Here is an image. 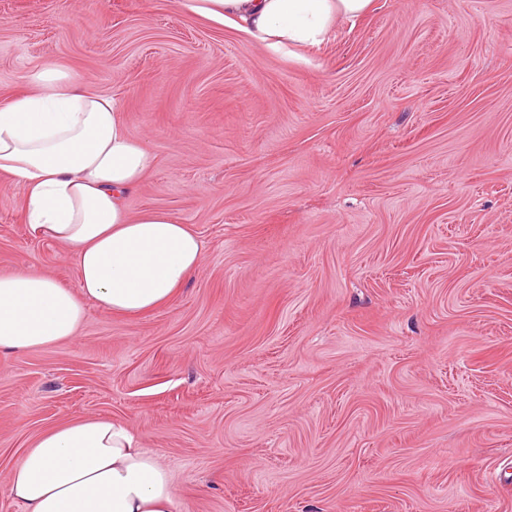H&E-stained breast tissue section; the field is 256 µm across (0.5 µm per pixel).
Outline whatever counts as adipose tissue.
Here are the masks:
<instances>
[{
  "mask_svg": "<svg viewBox=\"0 0 512 512\" xmlns=\"http://www.w3.org/2000/svg\"><path fill=\"white\" fill-rule=\"evenodd\" d=\"M185 15L230 24L266 49L324 44L337 19L372 0H174ZM36 88L0 107V173L24 191L36 235L78 265L70 290L27 271L0 273V354H24L75 336L86 301L137 316L167 304L199 269L189 225L163 210L128 212L122 200L155 158L122 124L113 99L79 88L56 63ZM10 494L26 512H175L169 471L130 426L83 418L45 430L12 464Z\"/></svg>",
  "mask_w": 512,
  "mask_h": 512,
  "instance_id": "adipose-tissue-1",
  "label": "adipose tissue"
}]
</instances>
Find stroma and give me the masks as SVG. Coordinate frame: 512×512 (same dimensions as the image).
<instances>
[{
	"label": "stroma",
	"instance_id": "1",
	"mask_svg": "<svg viewBox=\"0 0 512 512\" xmlns=\"http://www.w3.org/2000/svg\"><path fill=\"white\" fill-rule=\"evenodd\" d=\"M54 59L203 244L139 316L0 355V512L41 431L128 423L176 512H512V0H374L301 56L173 0H0V106ZM0 174V273L76 288Z\"/></svg>",
	"mask_w": 512,
	"mask_h": 512
}]
</instances>
